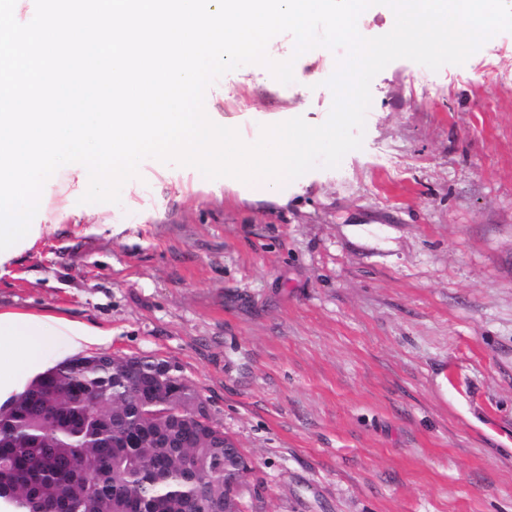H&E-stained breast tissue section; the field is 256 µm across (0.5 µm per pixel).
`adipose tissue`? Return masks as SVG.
<instances>
[{
  "mask_svg": "<svg viewBox=\"0 0 512 512\" xmlns=\"http://www.w3.org/2000/svg\"><path fill=\"white\" fill-rule=\"evenodd\" d=\"M62 339L76 351L98 341L96 331L83 326L51 325L36 315L0 313V398L41 370Z\"/></svg>",
  "mask_w": 512,
  "mask_h": 512,
  "instance_id": "adipose-tissue-1",
  "label": "adipose tissue"
}]
</instances>
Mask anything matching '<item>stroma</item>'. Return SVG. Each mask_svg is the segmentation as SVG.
<instances>
[{
  "instance_id": "obj_1",
  "label": "stroma",
  "mask_w": 512,
  "mask_h": 512,
  "mask_svg": "<svg viewBox=\"0 0 512 512\" xmlns=\"http://www.w3.org/2000/svg\"><path fill=\"white\" fill-rule=\"evenodd\" d=\"M337 54L206 91L244 127L326 121ZM363 143L287 198L148 157L92 224L0 274V312L175 362L249 459L246 512H512V32L371 82Z\"/></svg>"
}]
</instances>
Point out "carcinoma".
Instances as JSON below:
<instances>
[{
    "label": "carcinoma",
    "mask_w": 512,
    "mask_h": 512,
    "mask_svg": "<svg viewBox=\"0 0 512 512\" xmlns=\"http://www.w3.org/2000/svg\"><path fill=\"white\" fill-rule=\"evenodd\" d=\"M120 356L64 360L0 406V504L10 512H224L243 454L224 447L207 399L167 360L138 358L137 376L170 383L138 395ZM205 422L194 421L196 415ZM140 440L112 447V434Z\"/></svg>",
    "instance_id": "obj_1"
}]
</instances>
